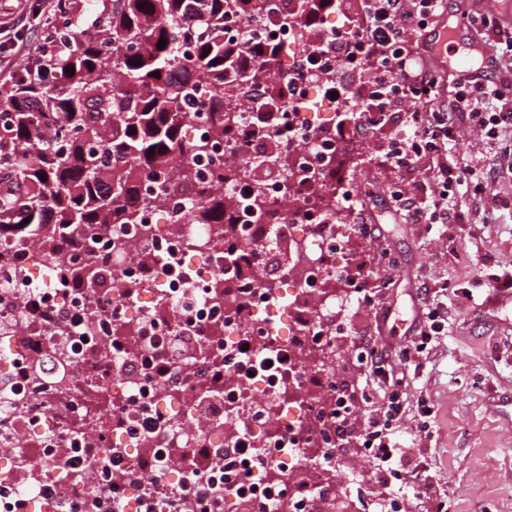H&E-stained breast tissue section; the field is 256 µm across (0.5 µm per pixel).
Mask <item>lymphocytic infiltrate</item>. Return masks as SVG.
<instances>
[{
  "label": "lymphocytic infiltrate",
  "mask_w": 512,
  "mask_h": 512,
  "mask_svg": "<svg viewBox=\"0 0 512 512\" xmlns=\"http://www.w3.org/2000/svg\"><path fill=\"white\" fill-rule=\"evenodd\" d=\"M361 23L356 30L324 29L327 14L340 11L342 0H310L300 15L303 29L319 31L310 46V62L330 57L336 61V77L327 82L328 91L353 98L350 82L354 74L367 77L366 93L375 100L376 112H398L399 128L391 137L385 159L399 172L426 171V182L406 191L394 186L391 196L400 210L418 224H448V204L459 190L482 195L489 181L476 177V169L455 155L456 127L448 117L457 112L468 127L483 136L494 153L510 154L512 145L501 130L512 126V76L497 83L452 77L441 86L423 64L424 35L446 9V0H359ZM464 25L490 38L495 55L512 66V30L485 13H463ZM451 90L452 103L441 102ZM444 330L441 309L423 305L413 340L399 349L397 357L364 344L356 356V367L371 388L362 397L339 394L334 426L337 436L356 435L379 475L385 490L433 488L436 479L426 460L412 456L414 439L432 438L434 410L421 405L414 434L404 427L405 405L419 368L418 356L433 337Z\"/></svg>",
  "instance_id": "obj_1"
}]
</instances>
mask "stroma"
I'll use <instances>...</instances> for the list:
<instances>
[{"instance_id":"stroma-1","label":"stroma","mask_w":512,"mask_h":512,"mask_svg":"<svg viewBox=\"0 0 512 512\" xmlns=\"http://www.w3.org/2000/svg\"><path fill=\"white\" fill-rule=\"evenodd\" d=\"M36 0H0V53L23 64L41 44L31 17ZM394 126L369 128L347 135L340 158L337 191L351 189L360 208L341 213L336 232L348 254L344 278L381 274V255L397 263L388 288L391 316L382 329L388 348L414 335L421 305L444 299L446 330L422 357L410 405L426 400L436 413L437 437L421 453L437 477V490L448 499V512H512V298L488 305L487 286L512 277V166L487 154L483 138L460 126L456 153L478 162L491 187L487 196L459 195L463 221L448 227L447 237L411 223L397 210L389 188L397 181L383 161ZM485 222L479 238L468 234L472 223ZM358 224L374 230L373 239L355 233ZM336 374L345 386H358L361 375L349 367L362 341L373 333L372 311L351 300L336 306ZM332 486L318 489L324 512H366L378 487L374 465L355 439L336 440L332 450Z\"/></svg>"}]
</instances>
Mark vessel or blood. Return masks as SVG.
Wrapping results in <instances>:
<instances>
[{"instance_id":"vessel-or-blood-1","label":"vessel or blood","mask_w":512,"mask_h":512,"mask_svg":"<svg viewBox=\"0 0 512 512\" xmlns=\"http://www.w3.org/2000/svg\"><path fill=\"white\" fill-rule=\"evenodd\" d=\"M430 61L437 73L474 70L479 81H493L504 72L502 62L480 43L472 29L439 19L428 33Z\"/></svg>"}]
</instances>
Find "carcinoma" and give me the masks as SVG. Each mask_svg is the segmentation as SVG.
<instances>
[{
  "label": "carcinoma",
  "mask_w": 512,
  "mask_h": 512,
  "mask_svg": "<svg viewBox=\"0 0 512 512\" xmlns=\"http://www.w3.org/2000/svg\"><path fill=\"white\" fill-rule=\"evenodd\" d=\"M226 0H97L82 29V0H61L53 21L41 19L48 41L66 46L36 73L0 93V239L39 228L49 248L66 244L78 224H138V179H158L154 203L187 186L163 175L205 153L208 139L230 140L239 118L224 110V81L236 77L257 103V119L277 112L288 96L280 53L241 63L224 31ZM196 23L193 53H182L185 27ZM164 48H159L160 40ZM74 69V74L66 69ZM208 126L189 141L187 120ZM248 159L251 171L276 170L293 190L288 146ZM212 183L194 185L190 215L200 224H231L219 187L242 180L241 169L217 166Z\"/></svg>",
  "instance_id": "1"
}]
</instances>
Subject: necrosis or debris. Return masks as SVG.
I'll return each instance as SVG.
<instances>
[{"label":"necrosis or debris","mask_w":512,"mask_h":512,"mask_svg":"<svg viewBox=\"0 0 512 512\" xmlns=\"http://www.w3.org/2000/svg\"><path fill=\"white\" fill-rule=\"evenodd\" d=\"M283 10L282 0L264 4L266 29L293 71L307 66L308 54L295 27L281 28ZM318 93L315 82L298 88L276 113L294 193L285 196L277 175L262 178L268 208L237 205L236 252L218 242L216 226L188 219L185 193L152 205L149 176L138 181L149 231L113 224L89 242L82 229L72 231L101 287L76 282L37 239L0 240L1 253L18 257L12 269L0 268V512H11L16 496L25 497L26 512H60L64 502L80 512H167L171 500L200 512L199 474L226 486L213 512H322L313 491L328 472L305 470L304 461L332 445L315 414L335 411V377L315 360L334 346L327 310L347 254L309 177L336 160L341 145L335 104L310 105ZM272 243L294 255L296 278H269L241 255ZM218 280L224 289L215 298ZM245 337L256 349L287 352L290 369L275 379L214 380L213 368ZM208 403L215 411L207 416ZM244 436L290 495L269 503L258 487L234 492L224 451ZM76 455L88 458L80 474L69 466ZM301 470L306 478L294 481ZM116 482L125 489L120 503L110 493Z\"/></svg>","instance_id":"1"}]
</instances>
